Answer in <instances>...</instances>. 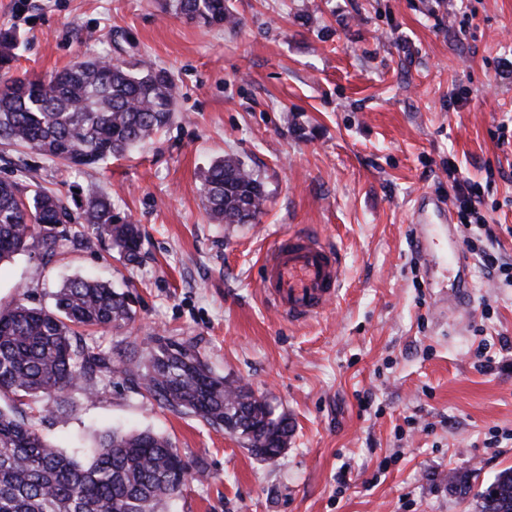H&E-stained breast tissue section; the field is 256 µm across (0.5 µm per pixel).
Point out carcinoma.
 I'll return each mask as SVG.
<instances>
[{"label": "carcinoma", "instance_id": "carcinoma-1", "mask_svg": "<svg viewBox=\"0 0 512 512\" xmlns=\"http://www.w3.org/2000/svg\"><path fill=\"white\" fill-rule=\"evenodd\" d=\"M168 8L203 26L237 24L228 0H168ZM13 46V35L0 33L3 143L29 146L66 166H89L146 142L172 119L175 84L163 69L94 59L44 79L13 77ZM202 193L219 224L256 219L265 199L262 182L231 156L203 172ZM70 223L61 197L38 184L25 196L16 182L0 178V262L30 248L52 254L68 241L88 242L90 230L127 261L138 258V227L114 214L101 194L88 193L79 228H66ZM130 319L125 294L82 276L62 285L52 309L22 299L0 308V397L43 401L39 415L22 419L0 409V512H165L181 492L187 477L182 456L156 433L114 430L83 463L37 429L47 415L69 406L68 391L93 396L96 373L129 374L79 343L74 327H117ZM139 380L159 404L238 436L256 456L274 460L286 447L292 431L286 417L273 416L250 388L213 375L180 343L158 340ZM477 512H512L511 468L477 493Z\"/></svg>", "mask_w": 512, "mask_h": 512}]
</instances>
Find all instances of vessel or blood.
I'll list each match as a JSON object with an SVG mask.
<instances>
[{"mask_svg":"<svg viewBox=\"0 0 512 512\" xmlns=\"http://www.w3.org/2000/svg\"><path fill=\"white\" fill-rule=\"evenodd\" d=\"M417 224L451 223V210L441 200L418 205ZM264 294L289 318L300 320L323 310L337 298L341 286L338 252L308 233L282 238L264 258Z\"/></svg>","mask_w":512,"mask_h":512,"instance_id":"obj_1","label":"vessel or blood"}]
</instances>
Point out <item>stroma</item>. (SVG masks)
Listing matches in <instances>:
<instances>
[{"instance_id": "1", "label": "stroma", "mask_w": 512, "mask_h": 512, "mask_svg": "<svg viewBox=\"0 0 512 512\" xmlns=\"http://www.w3.org/2000/svg\"><path fill=\"white\" fill-rule=\"evenodd\" d=\"M164 0H0L14 74L78 60L147 61L177 91L168 126L132 154L70 168L0 145V178L36 183L80 216L88 188L138 224L137 264L104 240L0 263V308L49 307L69 278L129 293L132 320L80 337L138 368L158 337L247 384L293 431L277 461L98 373L40 424L65 449L119 428L168 437L193 473L167 512H476L512 467V288L476 259L449 265L456 227L418 243L421 197L448 196L443 163L490 182L482 212L512 262V0H230L236 26L168 14ZM466 94L458 107L454 99ZM232 155L258 175L256 220L216 224L201 175ZM291 232L338 249L343 287L293 320L264 296L263 260ZM500 364L480 372L478 346ZM470 475L461 495L449 474Z\"/></svg>"}]
</instances>
